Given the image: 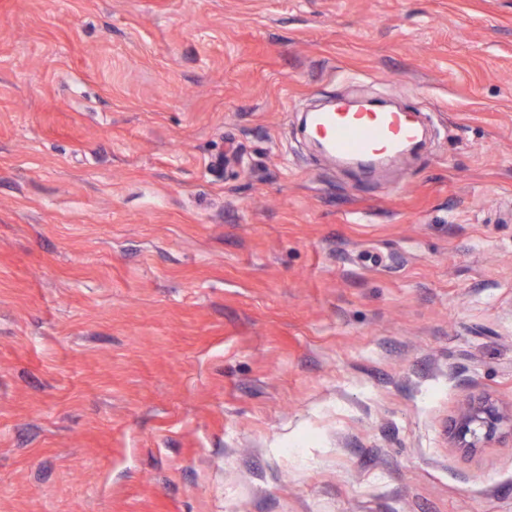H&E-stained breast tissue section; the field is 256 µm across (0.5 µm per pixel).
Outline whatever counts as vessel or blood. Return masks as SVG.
<instances>
[{"instance_id": "vessel-or-blood-1", "label": "vessel or blood", "mask_w": 512, "mask_h": 512, "mask_svg": "<svg viewBox=\"0 0 512 512\" xmlns=\"http://www.w3.org/2000/svg\"><path fill=\"white\" fill-rule=\"evenodd\" d=\"M311 129L332 154L343 158L392 154L421 134L417 119L404 112H356L342 101L312 113Z\"/></svg>"}]
</instances>
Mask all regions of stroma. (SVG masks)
<instances>
[{
  "label": "stroma",
  "mask_w": 512,
  "mask_h": 512,
  "mask_svg": "<svg viewBox=\"0 0 512 512\" xmlns=\"http://www.w3.org/2000/svg\"><path fill=\"white\" fill-rule=\"evenodd\" d=\"M425 116L344 170L313 101ZM512 0H0V512H512ZM504 429L512 436V406L473 398L458 409L449 437L452 448H482L497 439Z\"/></svg>",
  "instance_id": "obj_1"
}]
</instances>
